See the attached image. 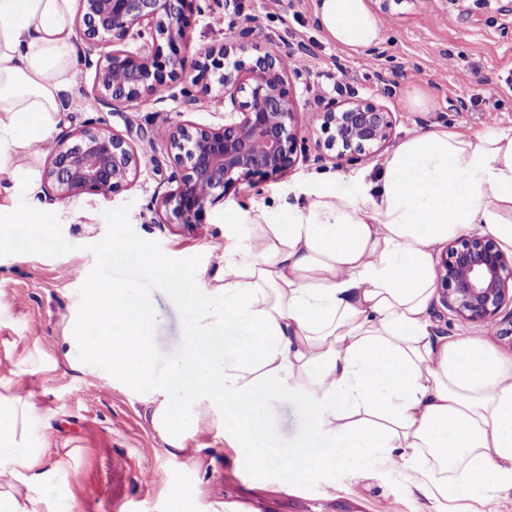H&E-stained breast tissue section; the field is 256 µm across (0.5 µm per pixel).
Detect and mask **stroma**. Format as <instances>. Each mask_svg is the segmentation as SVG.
I'll list each match as a JSON object with an SVG mask.
<instances>
[{
    "instance_id": "35a3bbf8",
    "label": "stroma",
    "mask_w": 512,
    "mask_h": 512,
    "mask_svg": "<svg viewBox=\"0 0 512 512\" xmlns=\"http://www.w3.org/2000/svg\"><path fill=\"white\" fill-rule=\"evenodd\" d=\"M317 0H203L189 22V53L224 42L259 17L253 39L281 52L308 48L306 67L292 80L298 105L296 124L309 161L287 175L253 185L242 184L223 201L209 207L205 223L186 226L156 213L155 200L170 190L180 174L161 146L164 131L178 123L217 127L224 122L219 101L196 102L182 91L163 98L112 106L94 92L96 64L108 52L105 43H79L76 84L62 95L53 136L73 133L89 122H104L122 136L140 159L130 184L109 195L83 194L55 199L45 177L48 154L33 148L25 157L0 164V204L15 210L29 198L16 188L14 169L31 172L40 198L53 204L47 229H33L35 246L0 252V378L12 380V395L33 394L37 409L26 420L24 435L33 448L48 454L69 453L77 471L72 492L79 512H112L113 500L126 501L131 512H179L170 489L194 501L195 512H432L418 491L408 490L401 475L373 456H357L334 477L308 474L286 479L283 463L302 435L297 402L280 397L266 401L259 416L261 464L241 460L227 434L239 418L224 408L204 410L190 389L174 390L179 417L196 423L188 443L194 458H173L139 418V392L89 374L80 346L69 345L76 314L85 307L89 281H120L132 299L149 302L155 321L153 380L166 383L181 355L188 329L209 331L212 321L202 310L178 299L170 275L180 271L212 278L213 255L224 247V219L234 212L276 208L280 201L303 195L319 177L358 182L372 177L376 158L356 165L316 162L323 133L310 107L319 98L335 97V75L358 88L365 99L394 112L391 138L399 143L408 133L448 128L466 133L512 127V14L501 0H396L393 20L383 41L363 53L336 46L322 32L315 12ZM223 26H214V16ZM471 97L459 100V86ZM494 97H486V89ZM423 95L426 107L408 105ZM137 213L133 223L123 222ZM147 242L165 261L145 272L135 252L114 258L104 253L113 235ZM81 254L72 264V254ZM431 319L439 336L459 333L490 335L502 351L512 352V306H504L493 329L458 317L441 300H433ZM151 459L155 476L144 478L140 464Z\"/></svg>"
}]
</instances>
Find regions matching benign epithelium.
Returning a JSON list of instances; mask_svg holds the SVG:
<instances>
[{
	"mask_svg": "<svg viewBox=\"0 0 512 512\" xmlns=\"http://www.w3.org/2000/svg\"><path fill=\"white\" fill-rule=\"evenodd\" d=\"M197 2L79 0L83 40L116 46L97 61L100 98L133 103L189 81L200 99L224 102L223 125L178 124L163 136V150L181 176L161 196L159 208L187 225L205 223L209 206L237 185L288 173L298 162L299 145L292 68L285 55L254 44L246 27L238 39L188 56V19ZM135 37L143 40L139 49L123 48ZM318 120L327 133L318 159L333 151L334 158L350 165L387 145L396 123L386 106L362 98L353 87L319 102ZM139 163L125 141L100 123L54 140L46 177L59 200L109 195L128 184ZM437 285L458 316L492 327L503 305L512 303V256L491 236L457 237L438 265Z\"/></svg>",
	"mask_w": 512,
	"mask_h": 512,
	"instance_id": "7a95c632",
	"label": "benign epithelium"
}]
</instances>
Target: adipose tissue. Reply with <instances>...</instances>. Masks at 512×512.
Wrapping results in <instances>:
<instances>
[{
    "label": "adipose tissue",
    "mask_w": 512,
    "mask_h": 512,
    "mask_svg": "<svg viewBox=\"0 0 512 512\" xmlns=\"http://www.w3.org/2000/svg\"><path fill=\"white\" fill-rule=\"evenodd\" d=\"M75 0H0V149L20 154L51 135L76 82ZM336 45L378 43L365 0H319ZM478 233L512 251V128L407 135L357 187L319 180L304 200L224 225L207 287L172 291L208 308L224 300L223 333H190L167 384H150L146 302L125 284H88L74 325L89 362L142 390L140 417L170 456H191L190 426L171 389L253 408L283 395L304 432L289 475L330 474L357 455L401 471L434 512L512 491V353L484 336H437L430 306L436 248ZM34 402L0 395V512H78L68 456L49 458L19 434Z\"/></svg>",
    "instance_id": "obj_1"
}]
</instances>
